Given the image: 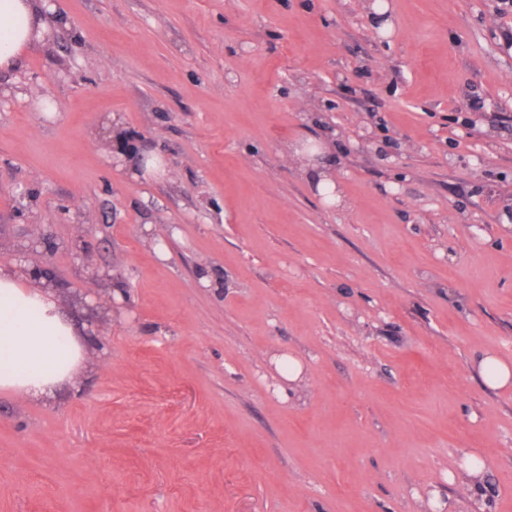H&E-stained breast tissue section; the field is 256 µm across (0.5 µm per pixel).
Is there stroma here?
<instances>
[{
  "instance_id": "1",
  "label": "stroma",
  "mask_w": 512,
  "mask_h": 512,
  "mask_svg": "<svg viewBox=\"0 0 512 512\" xmlns=\"http://www.w3.org/2000/svg\"><path fill=\"white\" fill-rule=\"evenodd\" d=\"M384 8L55 0L0 72V254L50 234L18 274L84 346L74 389L0 393V512H471V455L512 512V383L473 367L512 364V6ZM149 159L145 163L147 156L141 155V163L142 165L145 163V167H142L140 162L138 160H132L128 161V159L121 155L120 162L125 167L133 177H139L141 175V172L152 174V175H159L162 172V156L160 153L152 150L149 153ZM302 168L309 176V181L318 191H336L335 175L324 157L321 160L315 159L306 163L302 162ZM477 370L483 382L493 388L507 385L512 378L510 366L489 355L480 358Z\"/></svg>"
}]
</instances>
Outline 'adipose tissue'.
Masks as SVG:
<instances>
[{"label": "adipose tissue", "instance_id": "obj_1", "mask_svg": "<svg viewBox=\"0 0 512 512\" xmlns=\"http://www.w3.org/2000/svg\"><path fill=\"white\" fill-rule=\"evenodd\" d=\"M47 0H0V70L23 67L48 31ZM83 359L74 326L36 285H21L0 266V391L33 400L70 384Z\"/></svg>", "mask_w": 512, "mask_h": 512}]
</instances>
